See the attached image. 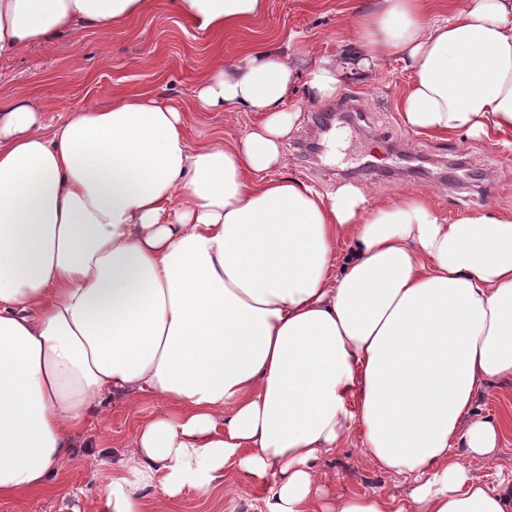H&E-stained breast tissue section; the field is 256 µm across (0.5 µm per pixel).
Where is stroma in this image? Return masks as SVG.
I'll list each match as a JSON object with an SVG mask.
<instances>
[{"label":"stroma","mask_w":512,"mask_h":512,"mask_svg":"<svg viewBox=\"0 0 512 512\" xmlns=\"http://www.w3.org/2000/svg\"><path fill=\"white\" fill-rule=\"evenodd\" d=\"M378 5L379 0H267L259 19L225 33L216 43L173 13L168 0H153L147 13L121 26L104 29L83 24L53 35L36 49L0 60V111L20 99L44 103L43 123L50 133L87 103L110 105L120 87L186 103L214 46L231 56L244 45L280 39L310 60L333 56L345 50L353 37L343 27V17ZM410 80V71L397 55L376 73L349 77L342 95L357 99L362 109L352 113L349 123L326 133L316 156L299 153L298 146L314 140L317 114L336 110L339 103H312L305 90H298L289 107L299 119L283 145L287 173L322 191L351 183L368 187L375 198L426 193L451 220L512 208V148L462 136L431 139L410 131L395 104L397 93ZM250 122V113L240 110L221 116L194 112L187 135L194 140L216 127L243 132ZM162 408L161 402L139 394L111 401L108 421L86 431L57 483L0 500V512H105L102 489L111 465L121 458L137 423ZM451 455L480 482L497 484L512 473V432L504 435L496 457L487 463H477L461 446L452 448ZM317 468L335 482L340 494L380 492L400 498L407 491L401 477L368 461L355 436L322 456Z\"/></svg>","instance_id":"35a3bbf8"}]
</instances>
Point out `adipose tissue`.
<instances>
[{"instance_id":"1","label":"adipose tissue","mask_w":512,"mask_h":512,"mask_svg":"<svg viewBox=\"0 0 512 512\" xmlns=\"http://www.w3.org/2000/svg\"><path fill=\"white\" fill-rule=\"evenodd\" d=\"M213 38L266 0H169ZM150 0H0V58L78 23L117 27ZM382 0L345 19L348 52L278 40L214 50L189 104L121 89L44 134L43 104L0 113V499L43 489L107 401L140 393L108 512H168L184 491L256 481L262 512H512V478L475 482L504 423L475 417L512 381V209L448 220L428 195L320 192L284 172L297 84L317 102L401 55L403 125L512 137V0ZM245 109L240 135L188 143V112ZM344 251H337V243ZM408 484L329 496L315 467L351 434Z\"/></svg>"}]
</instances>
